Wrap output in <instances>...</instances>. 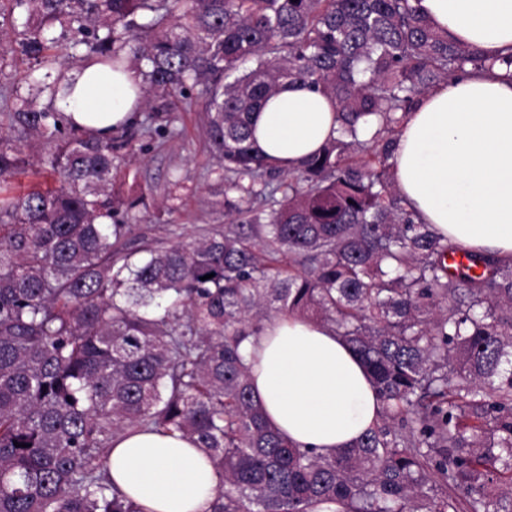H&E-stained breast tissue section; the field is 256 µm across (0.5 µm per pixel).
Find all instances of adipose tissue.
Instances as JSON below:
<instances>
[{"instance_id":"ef3b65f1","label":"adipose tissue","mask_w":512,"mask_h":512,"mask_svg":"<svg viewBox=\"0 0 512 512\" xmlns=\"http://www.w3.org/2000/svg\"><path fill=\"white\" fill-rule=\"evenodd\" d=\"M450 40L493 61V71L440 84L419 97L398 136L395 184L419 221L463 247L512 259V0H417ZM143 72L86 61L66 72L57 106L81 129L107 135L143 106ZM339 127L334 100L284 85L253 115L255 144L284 170L298 169ZM253 395L293 446L328 455L380 421L363 362L335 331L278 315L244 344ZM113 482L146 512H208L218 477L186 438L124 432L107 461Z\"/></svg>"}]
</instances>
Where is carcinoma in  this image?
<instances>
[{
    "instance_id": "1",
    "label": "carcinoma",
    "mask_w": 512,
    "mask_h": 512,
    "mask_svg": "<svg viewBox=\"0 0 512 512\" xmlns=\"http://www.w3.org/2000/svg\"><path fill=\"white\" fill-rule=\"evenodd\" d=\"M6 14L41 68L62 65L68 32L85 60L146 62L143 98L165 103L145 130L177 101L206 112L230 223L139 240L112 221L133 136L69 125L56 79L3 105L0 189L32 140L57 185L0 195V512H143L106 462L120 433L148 429L203 451L210 512H512V261L417 221L390 163L418 98L486 59L412 0H0ZM288 81L340 119L292 172L250 122ZM457 253L476 271L450 273ZM273 312L332 326L364 363L383 416L352 447L295 448L265 418L241 345Z\"/></svg>"
}]
</instances>
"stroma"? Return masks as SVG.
<instances>
[{
    "mask_svg": "<svg viewBox=\"0 0 512 512\" xmlns=\"http://www.w3.org/2000/svg\"><path fill=\"white\" fill-rule=\"evenodd\" d=\"M0 41L9 51L0 57V91L20 85L28 64L15 47L11 20L0 22ZM117 198L132 203L129 215L148 241L187 239L223 228L224 171L213 158L205 120L196 108L164 113L156 130L136 134L112 168Z\"/></svg>",
    "mask_w": 512,
    "mask_h": 512,
    "instance_id": "obj_1",
    "label": "stroma"
}]
</instances>
